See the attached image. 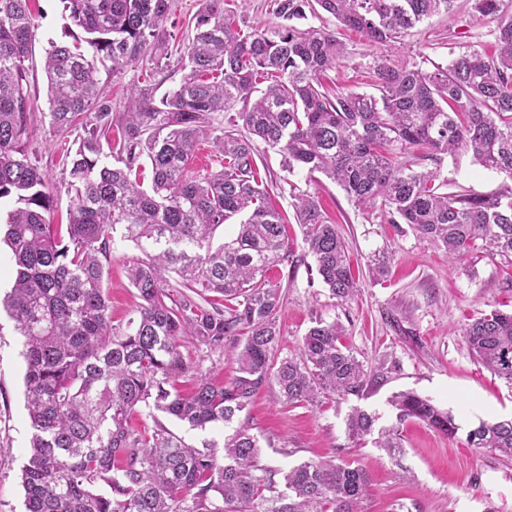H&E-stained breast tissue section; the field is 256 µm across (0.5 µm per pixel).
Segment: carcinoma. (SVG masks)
I'll use <instances>...</instances> for the list:
<instances>
[{"mask_svg":"<svg viewBox=\"0 0 512 512\" xmlns=\"http://www.w3.org/2000/svg\"><path fill=\"white\" fill-rule=\"evenodd\" d=\"M31 0H0V200L15 199L4 242L14 283L3 304L24 337L32 435L21 468L26 512H365L370 479L343 458L310 460L283 476L288 494L261 473L260 443L247 423L218 446L197 447L159 415L194 429L247 411L268 383L289 405L360 396L374 376L340 341L336 322L315 321L295 357H275L282 294L266 273L290 258L286 218L255 162L258 145L277 150L282 170L338 184L362 210L405 224L452 262L480 251L512 265V188L492 195L443 191L409 149L432 160L471 154L512 178V0H474L495 24L498 50L451 54L426 70L385 59L375 92L329 93L320 77L345 56L329 31L290 24L322 10L370 42L387 45L454 0H277L279 22L244 32L224 0H201L193 37L177 66L183 76L160 99L135 87L118 140L102 144L112 107L99 90L97 63L139 64L162 45L173 0H62L85 44H50L45 61L50 126L77 121L87 135L69 150L74 190L66 229L51 223L53 199L27 151L31 101L25 62L32 51ZM271 83L260 88L264 80ZM220 169H191L199 144ZM113 162H107V158ZM151 167L142 188V160ZM303 243L332 296L352 299L357 282L345 238L315 194L291 186ZM235 226L214 243L216 231ZM144 252L129 266L137 317L112 325L103 288L114 233ZM202 289L175 300L173 285ZM222 296L219 308L205 293ZM464 336L475 358L512 386V312L474 318ZM187 338L212 353L237 350L238 375L217 384L180 352ZM195 376L188 394L170 390ZM399 420L416 418L454 437V416L413 392L392 397ZM153 426L130 423L133 412ZM376 416L354 408L349 437L374 432ZM473 448L512 459V419L480 421Z\"/></svg>","mask_w":512,"mask_h":512,"instance_id":"carcinoma-1","label":"carcinoma"}]
</instances>
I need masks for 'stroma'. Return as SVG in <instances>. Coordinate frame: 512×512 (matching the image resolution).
I'll list each match as a JSON object with an SVG mask.
<instances>
[{"label":"stroma","mask_w":512,"mask_h":512,"mask_svg":"<svg viewBox=\"0 0 512 512\" xmlns=\"http://www.w3.org/2000/svg\"><path fill=\"white\" fill-rule=\"evenodd\" d=\"M35 26L28 87L32 97L28 141L31 161L47 176L54 198L52 223L67 224L73 194L63 168V152L83 136L82 126L58 132L46 117L48 102L44 73L50 43H73L80 29L71 26L62 0H33ZM199 0H174L166 28L171 38L165 51L168 68L156 69L144 60L124 73L101 68L98 77L112 106L113 121L129 108L131 85L153 86L163 95L179 84L175 65L187 45L189 19ZM494 26L473 8L472 0H456L453 11L431 16L388 46L369 42L351 30H339L346 56L328 71L334 88L373 92L371 69L383 57L396 62L421 60L444 65L451 52L476 49L493 53ZM435 170L449 190L464 188L492 194L512 187V178L473 163L470 155L422 161ZM290 187H282L273 203L289 217L293 264L274 268L270 277L284 297L279 314L280 342L276 355L297 354L302 339L316 320L338 322L343 343L375 372L376 379L362 397L326 400L316 405H289L276 387L263 385L251 398L247 419L260 441L259 464L282 483L288 468L308 460L341 456L362 467L370 477L364 501L366 512H512V460L487 449L470 447L466 434L479 421L512 419V386L479 363L463 330L473 317L497 308L512 310V268L481 252L457 262L430 242L387 223L379 211L355 208L345 192L327 178L315 187L327 215L348 243L358 292L351 300L333 298L323 284L311 255L306 254L302 229L293 223ZM384 250L391 258L384 281L373 282L367 261ZM130 242L115 240L104 280L113 325H125L133 314L135 290L128 278L130 262L142 259ZM22 338L6 313H0V512H24L20 470L26 461L31 428L25 402L26 362ZM183 358L219 381H231L237 364L232 354H206L192 340L182 343ZM412 391L451 411L459 430L448 437L429 424L411 418L400 422L392 397ZM378 414L377 428L397 433L400 452L389 455L373 437L349 438L346 419L352 408Z\"/></svg>","instance_id":"1"}]
</instances>
